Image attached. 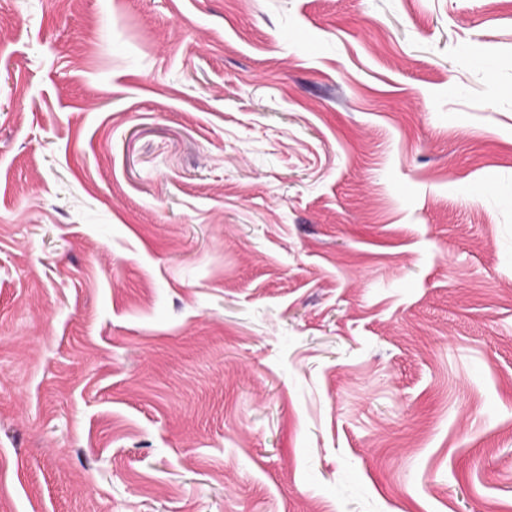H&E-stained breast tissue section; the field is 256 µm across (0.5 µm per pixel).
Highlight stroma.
<instances>
[{"label": "stroma", "instance_id": "obj_1", "mask_svg": "<svg viewBox=\"0 0 512 512\" xmlns=\"http://www.w3.org/2000/svg\"><path fill=\"white\" fill-rule=\"evenodd\" d=\"M0 512H512V0H0Z\"/></svg>", "mask_w": 512, "mask_h": 512}]
</instances>
